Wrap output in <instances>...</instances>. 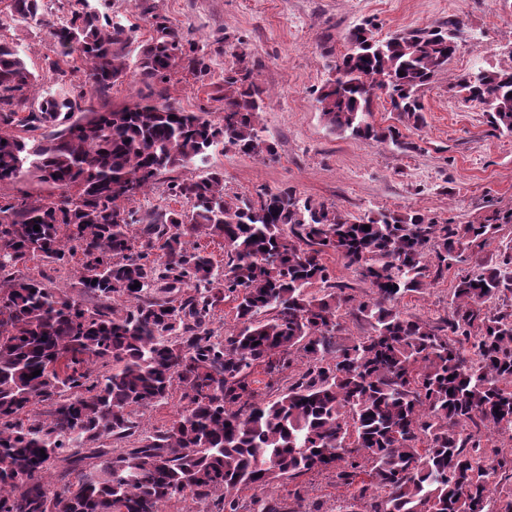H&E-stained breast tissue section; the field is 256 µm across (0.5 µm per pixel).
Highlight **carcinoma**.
Here are the masks:
<instances>
[{"instance_id": "obj_1", "label": "carcinoma", "mask_w": 512, "mask_h": 512, "mask_svg": "<svg viewBox=\"0 0 512 512\" xmlns=\"http://www.w3.org/2000/svg\"><path fill=\"white\" fill-rule=\"evenodd\" d=\"M66 2L55 21L43 0H6L13 20L53 40L56 58L41 70L0 38V183L34 173L56 189L0 200V512H164L173 499L185 512L206 502L295 512L271 489L323 470L355 488L345 512H512V453L488 449L490 432L512 429V312L496 306L512 294V256L479 258L503 225L438 224L419 212L351 218L290 189L230 197L213 168L167 182L189 208L137 217L127 204L164 172L205 167L219 148L272 151L257 127L263 91L241 53L214 84L220 122L177 108L162 84L180 70L210 73L197 43L155 16L156 35L132 62L136 27L93 0ZM372 28L348 32L317 102L331 131L401 146L396 130L369 121L377 92L419 124L420 92L447 69L464 28L450 19L381 39ZM80 70L77 93L43 89ZM130 70L157 99L85 107ZM454 85L512 135V52ZM201 237L224 242V264ZM330 251L369 283L368 298L336 282ZM467 251L474 261L441 324L400 309ZM77 254L91 307L48 275L20 274L35 258L61 272ZM227 298L236 327L221 334L214 317ZM350 317L369 332L342 343ZM297 355L304 371L276 398H258L254 369L271 389ZM176 386L183 406L167 428L104 447L135 436L139 411ZM88 444L97 464L53 479L55 462L78 469Z\"/></svg>"}]
</instances>
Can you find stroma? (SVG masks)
<instances>
[{
    "mask_svg": "<svg viewBox=\"0 0 512 512\" xmlns=\"http://www.w3.org/2000/svg\"><path fill=\"white\" fill-rule=\"evenodd\" d=\"M211 54V79L234 66L236 47L257 62L255 79L268 92L260 114L273 154L248 157L215 152L211 166L223 169L229 195L293 189L300 198L325 202L359 217L368 211H418L441 224H478L512 212V136L495 132L478 103L452 83L478 66L512 56V0H97L105 15L137 25L138 41L154 30L142 21L144 7ZM465 25L468 37L448 68L423 89V122L413 125L393 112L387 98L374 105L372 120L399 131L410 150L391 141L342 138L326 127L317 90L354 26L372 21L376 37L436 25L448 18ZM0 37L16 42L29 65L42 67L54 44L45 29L16 24L0 14ZM174 106L207 111L220 120L221 105L192 76L172 74L166 84ZM461 265L406 296L407 314L434 320L451 311ZM275 498H301L303 512H342L352 489L337 485L334 472L309 473L277 483Z\"/></svg>",
    "mask_w": 512,
    "mask_h": 512,
    "instance_id": "stroma-1",
    "label": "stroma"
}]
</instances>
